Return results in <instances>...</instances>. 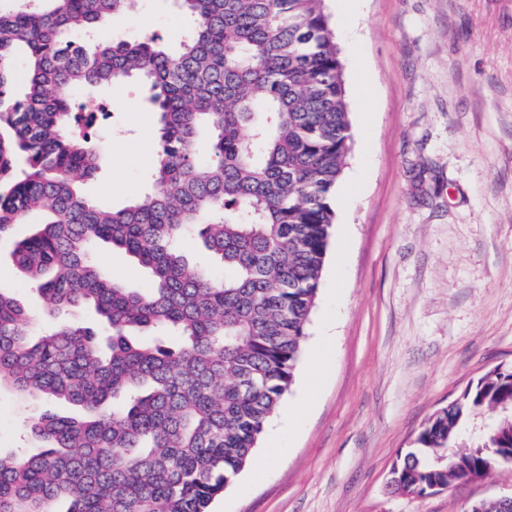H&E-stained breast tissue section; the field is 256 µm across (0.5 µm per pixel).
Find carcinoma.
Here are the masks:
<instances>
[{
    "label": "carcinoma",
    "mask_w": 512,
    "mask_h": 512,
    "mask_svg": "<svg viewBox=\"0 0 512 512\" xmlns=\"http://www.w3.org/2000/svg\"><path fill=\"white\" fill-rule=\"evenodd\" d=\"M176 2L191 28L173 53L90 37L140 0H0V237L33 225L13 269L102 324L35 339L0 288V382L84 412L24 421L36 450L0 451V512H210L293 383L351 150L340 50L323 0ZM129 78L157 114L156 165L144 199L107 209L85 192L102 154L74 133L65 89ZM188 237L224 279L190 263ZM98 242L154 288L96 267ZM498 448H512V373L496 368L428 420L398 461L402 490L486 477Z\"/></svg>",
    "instance_id": "obj_1"
}]
</instances>
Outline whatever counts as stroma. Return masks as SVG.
I'll return each mask as SVG.
<instances>
[{
    "mask_svg": "<svg viewBox=\"0 0 512 512\" xmlns=\"http://www.w3.org/2000/svg\"><path fill=\"white\" fill-rule=\"evenodd\" d=\"M341 52L352 149L332 197L335 220L294 382L251 463L212 512H468L512 494V468L424 498L394 491V463L428 419L495 367H512V0H359L358 29L324 0ZM188 22L172 0H142L98 36L154 35L179 48ZM90 128L104 147L85 187L120 208L144 196L156 117L130 80ZM0 237V288L32 318L46 299L10 267ZM94 262L130 287L151 278L99 244ZM72 406L0 385V448L26 446L31 412Z\"/></svg>",
    "mask_w": 512,
    "mask_h": 512,
    "instance_id": "obj_1",
    "label": "stroma"
}]
</instances>
